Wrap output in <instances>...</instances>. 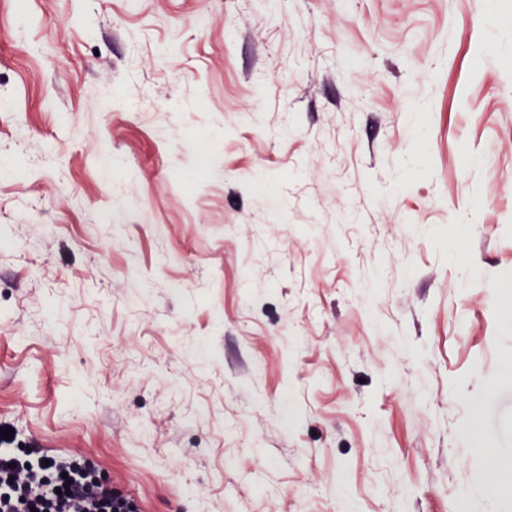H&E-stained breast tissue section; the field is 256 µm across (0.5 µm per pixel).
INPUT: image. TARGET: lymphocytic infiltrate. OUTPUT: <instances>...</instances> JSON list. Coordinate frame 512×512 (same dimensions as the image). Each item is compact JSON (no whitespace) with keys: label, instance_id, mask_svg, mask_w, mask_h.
I'll return each mask as SVG.
<instances>
[{"label":"lymphocytic infiltrate","instance_id":"lymphocytic-infiltrate-1","mask_svg":"<svg viewBox=\"0 0 512 512\" xmlns=\"http://www.w3.org/2000/svg\"><path fill=\"white\" fill-rule=\"evenodd\" d=\"M0 512H139V505L105 481L91 459L25 462L1 450Z\"/></svg>","mask_w":512,"mask_h":512}]
</instances>
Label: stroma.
<instances>
[{
  "label": "stroma",
  "instance_id": "1",
  "mask_svg": "<svg viewBox=\"0 0 512 512\" xmlns=\"http://www.w3.org/2000/svg\"><path fill=\"white\" fill-rule=\"evenodd\" d=\"M512 0H0V426L140 512H512Z\"/></svg>",
  "mask_w": 512,
  "mask_h": 512
}]
</instances>
